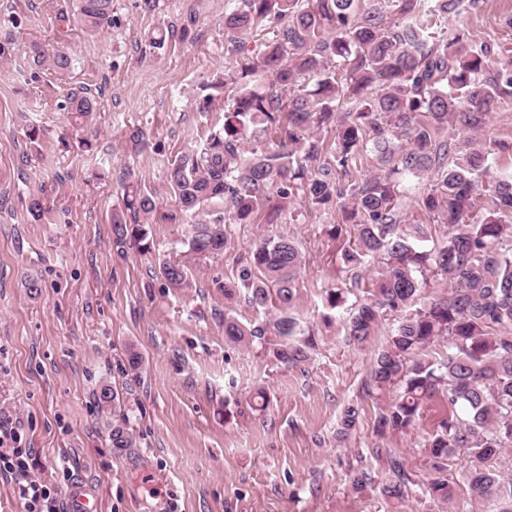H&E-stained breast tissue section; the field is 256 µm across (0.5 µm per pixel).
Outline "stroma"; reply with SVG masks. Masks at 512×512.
Here are the masks:
<instances>
[{
    "instance_id": "35a3bbf8",
    "label": "stroma",
    "mask_w": 512,
    "mask_h": 512,
    "mask_svg": "<svg viewBox=\"0 0 512 512\" xmlns=\"http://www.w3.org/2000/svg\"><path fill=\"white\" fill-rule=\"evenodd\" d=\"M70 6L0 0V17L19 20L0 31L14 41L0 57V413L23 424L31 477L59 488L60 512H69L75 486L97 499L99 512H458L426 489L433 471L425 444L438 425L437 402L396 437L374 432L376 416L398 392L369 393L363 384L401 315L388 313L370 344L349 343L345 312L326 302L327 289L337 286L348 302L362 295L343 262L354 228L337 239L327 233L338 209L297 196L280 223L234 225L223 252L211 257L179 244L182 224L194 220L188 213L175 224H149L150 252L115 243L122 179L133 176L161 209L175 208L170 164L224 122V101L210 84L236 67L224 50L231 0H156L150 9L143 0H113L111 26L92 36L60 22ZM510 16L512 0H479L448 25L512 47ZM186 25L190 40L149 49L154 28ZM33 40L65 47L74 68L36 66ZM79 88L97 100L88 148L63 108ZM137 127L145 142L135 149L128 133ZM34 196L43 203L39 218L28 210ZM283 234L303 254L297 318L315 338L309 361L294 369L273 356L275 309L253 307L244 291L225 298L216 286L235 278L252 245ZM165 259L185 264L189 287L166 286L158 270ZM228 314L264 327V336L226 341ZM131 351L142 360L136 373L127 368ZM105 384L119 394L112 414L95 399ZM259 388L269 398L262 411L252 407ZM350 404L360 409L359 423L341 443L336 430ZM111 422L126 423L132 447H112ZM382 448L409 475L403 503L381 492L388 473ZM361 467L374 481L357 490L350 475Z\"/></svg>"
}]
</instances>
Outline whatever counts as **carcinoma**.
Here are the masks:
<instances>
[{"label":"carcinoma","mask_w":512,"mask_h":512,"mask_svg":"<svg viewBox=\"0 0 512 512\" xmlns=\"http://www.w3.org/2000/svg\"><path fill=\"white\" fill-rule=\"evenodd\" d=\"M477 0H239L224 14L226 52L237 67L212 83L227 94L224 124L200 149H189L172 163L168 182L180 210L198 220L181 243L196 255L220 252L231 225L248 224L262 202V220L276 224L297 192L318 209H341L340 224L357 230L356 246L345 251L347 269L376 267L363 299L345 322L350 342L365 346L377 335L386 313L412 304L427 276L444 280L448 294L404 316L375 354L366 391L399 387L400 394L375 420L386 437L411 427L422 406L443 395L447 414L425 445L437 473L428 493L453 500V487L441 475L442 461L463 451L470 467L463 473L471 497L496 512H512V478L491 461L512 454V173L490 175L489 159L512 145L482 138L491 114L512 104V50L499 43L476 44L465 28L448 27ZM89 34L112 25V0H72L63 16ZM257 39L258 49L247 48ZM172 31L156 28L148 36L162 50ZM34 63L67 71L73 59L64 49L30 46ZM70 122L80 125L96 111L88 91L67 94ZM335 129L332 160L323 157L317 137ZM466 135L459 149L448 132ZM269 135L274 149L252 150L244 143ZM371 170L351 182L363 158ZM431 175L433 184L415 207L448 226L446 244L424 250V224H412L401 203L404 179ZM487 197L481 215L476 199ZM174 223L160 211L140 182L122 184V206L113 217L116 243L150 250L144 220ZM302 254L286 235L255 244L231 288H246L251 303L277 304L273 322L282 338L274 350L289 368L309 360L312 340L293 316L300 289ZM175 288L188 285L187 268L160 265ZM264 335L224 316V337L235 344ZM448 342V352L423 356L433 343ZM359 409H344L338 439H346ZM383 495L402 502L409 478L399 457L387 459Z\"/></svg>","instance_id":"1"}]
</instances>
